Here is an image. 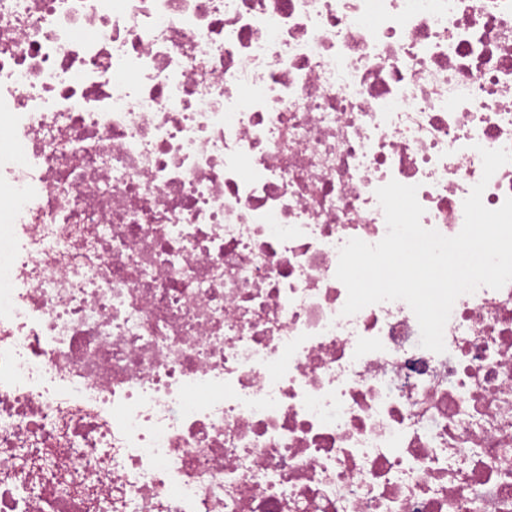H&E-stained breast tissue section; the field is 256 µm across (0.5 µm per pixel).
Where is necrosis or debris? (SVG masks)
I'll list each match as a JSON object with an SVG mask.
<instances>
[{
    "mask_svg": "<svg viewBox=\"0 0 512 512\" xmlns=\"http://www.w3.org/2000/svg\"><path fill=\"white\" fill-rule=\"evenodd\" d=\"M3 142L0 512H512V282L335 277L461 231L512 0H0Z\"/></svg>",
    "mask_w": 512,
    "mask_h": 512,
    "instance_id": "obj_1",
    "label": "necrosis or debris"
}]
</instances>
